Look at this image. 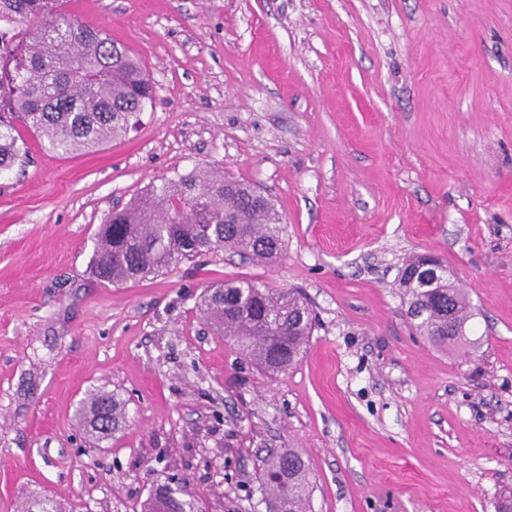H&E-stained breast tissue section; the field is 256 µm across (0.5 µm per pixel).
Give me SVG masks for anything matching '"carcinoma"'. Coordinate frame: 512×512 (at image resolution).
Listing matches in <instances>:
<instances>
[{"label":"carcinoma","instance_id":"obj_1","mask_svg":"<svg viewBox=\"0 0 512 512\" xmlns=\"http://www.w3.org/2000/svg\"><path fill=\"white\" fill-rule=\"evenodd\" d=\"M71 0H0V172L26 163L28 151L8 113L62 154L100 146L126 132L155 90L126 47L70 12ZM285 225L255 187L219 172L192 171L153 185L102 225L94 256L98 280L120 285L164 273L215 249L259 264L281 255ZM404 264L399 278L407 314L437 346L471 348L473 308L442 275L414 288ZM206 311L219 335L234 342L257 370L275 376L295 364L314 329L308 303L291 289L230 279L207 289ZM456 332L448 335V320ZM90 431L104 440L123 419L115 394L93 391L79 403ZM266 493L274 512H306L311 489L302 454L290 448L266 461ZM199 495L163 485L142 512H199Z\"/></svg>","mask_w":512,"mask_h":512}]
</instances>
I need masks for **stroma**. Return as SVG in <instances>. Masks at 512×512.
Masks as SVG:
<instances>
[{
  "mask_svg": "<svg viewBox=\"0 0 512 512\" xmlns=\"http://www.w3.org/2000/svg\"><path fill=\"white\" fill-rule=\"evenodd\" d=\"M155 85L139 123L60 155L29 131L0 178V512H138L170 477L205 512H267L269 451L309 512H495L512 494V0H72ZM252 183L287 226L271 265L221 250L96 280L106 218L174 173ZM446 261L477 349L406 315L409 257ZM300 290L317 322L268 378L208 286ZM116 393L97 440L76 408ZM265 465V490L273 511L306 512L311 483L302 454L288 448L269 458Z\"/></svg>",
  "mask_w": 512,
  "mask_h": 512,
  "instance_id": "35a3bbf8",
  "label": "stroma"
}]
</instances>
